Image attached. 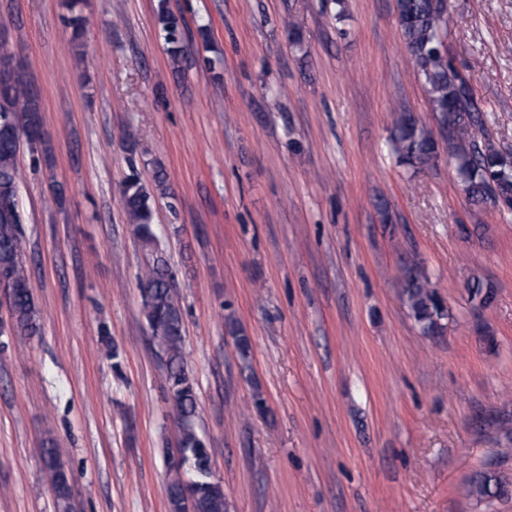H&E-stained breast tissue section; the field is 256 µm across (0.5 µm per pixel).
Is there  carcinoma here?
<instances>
[{"label": "carcinoma", "mask_w": 512, "mask_h": 512, "mask_svg": "<svg viewBox=\"0 0 512 512\" xmlns=\"http://www.w3.org/2000/svg\"><path fill=\"white\" fill-rule=\"evenodd\" d=\"M397 22L409 53L410 62L421 77L431 112L437 124L453 132L467 129L469 139L448 138L457 179L474 205H483L487 193L495 189L494 206L512 210V157L499 152L486 139L487 113L482 111L469 80L453 65L444 50L448 17L435 0H395ZM159 23L168 41L177 43L179 19L162 8ZM41 97L22 77L0 80V270L9 272L0 281L12 317V327L21 336H33L39 330L31 281L23 263L21 220L17 209L20 171L17 155L21 136L41 127ZM394 125L391 144L399 160L407 165H425L439 155L438 143L404 105L393 109ZM120 196L133 233L150 252L142 275L143 315L154 340L163 354L166 368V391L173 415L182 431L177 451L188 460L201 464L194 455L203 447L194 427L197 400L194 383L185 367L183 350V315L175 285V274L166 257L155 250L154 208L137 171L120 185ZM404 296L423 333L438 328L445 309L438 295L414 269L405 277ZM242 358L250 351L249 338L228 322ZM47 466L52 472L53 490L60 505L70 494V481L57 448L45 449ZM186 472L179 467L170 471L166 491L175 512H224V487L206 476L197 477L190 488L193 510L185 501Z\"/></svg>", "instance_id": "obj_1"}]
</instances>
